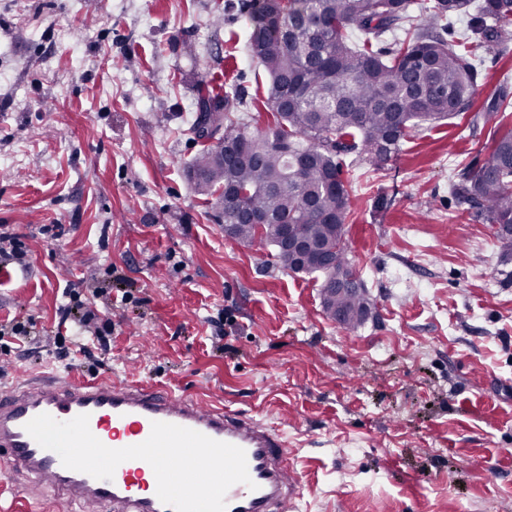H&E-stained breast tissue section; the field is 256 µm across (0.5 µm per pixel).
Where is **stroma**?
<instances>
[{"instance_id": "stroma-1", "label": "stroma", "mask_w": 512, "mask_h": 512, "mask_svg": "<svg viewBox=\"0 0 512 512\" xmlns=\"http://www.w3.org/2000/svg\"><path fill=\"white\" fill-rule=\"evenodd\" d=\"M254 0H0V387L54 372L202 391L281 429L298 512H512V258L450 183L482 165V104L512 88V34L476 66L474 110L412 130L383 170L342 158L347 246L370 311L341 328L323 278L241 246L194 191L201 83L264 97L247 53ZM45 224L65 228L59 240ZM137 302L91 304L109 352L47 356L67 282ZM8 243V247L4 244ZM24 243L16 234L5 235L0 233V265L6 263L10 264V261L22 263L24 261L26 252L24 250Z\"/></svg>"}]
</instances>
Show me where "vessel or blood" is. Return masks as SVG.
<instances>
[{
	"instance_id": "b4317fda",
	"label": "vessel or blood",
	"mask_w": 512,
	"mask_h": 512,
	"mask_svg": "<svg viewBox=\"0 0 512 512\" xmlns=\"http://www.w3.org/2000/svg\"><path fill=\"white\" fill-rule=\"evenodd\" d=\"M43 413L59 421L88 415L93 435L113 449L144 442L156 421L196 430L246 453L251 482L227 491L226 512H291L295 506L290 490L297 477L279 430L206 399L158 387L32 375L0 389V470L22 478L33 492H61L67 512L173 510L159 500L156 477L146 461L122 462L109 480L64 467L56 452L42 448L25 430L26 423Z\"/></svg>"
}]
</instances>
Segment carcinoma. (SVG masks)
Wrapping results in <instances>:
<instances>
[{"mask_svg":"<svg viewBox=\"0 0 512 512\" xmlns=\"http://www.w3.org/2000/svg\"><path fill=\"white\" fill-rule=\"evenodd\" d=\"M471 0H432L423 6L425 24L386 50L374 43L397 30L413 0H256L251 13L250 57L269 79L267 95L256 110L266 112L265 129L252 134L234 119L246 103L240 90L214 82L199 90L190 131L201 149L189 172L206 178L193 182L197 194L216 197L224 224H236L232 237L245 247L260 238L279 247L274 230L259 234L238 224L246 207L276 221L292 222L306 235L335 240L337 268L350 266L345 238L348 194L338 157L356 150L373 169L385 168L409 132L469 111L478 72L472 59L512 32V0H482L475 15L474 37L450 44L434 35L452 19L469 13ZM303 15L322 19L321 26H298ZM363 34L349 43V30ZM504 92L483 104L492 117L512 104ZM223 129L224 145L245 142L254 163L235 166L217 160L209 129ZM310 164L298 168L300 159ZM452 192L464 199L476 217L495 229L502 251L512 252V127L499 125L486 161L461 169ZM296 273L323 276L328 316L351 314L343 323L353 329L370 308L365 285L357 293H338L330 286L333 271L313 265Z\"/></svg>","mask_w":512,"mask_h":512,"instance_id":"obj_1","label":"carcinoma"}]
</instances>
